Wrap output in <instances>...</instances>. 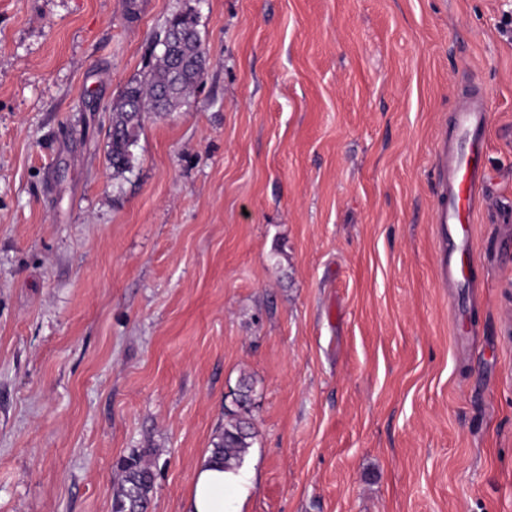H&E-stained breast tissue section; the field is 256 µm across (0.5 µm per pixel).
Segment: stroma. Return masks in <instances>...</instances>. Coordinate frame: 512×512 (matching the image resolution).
Returning <instances> with one entry per match:
<instances>
[{
    "label": "stroma",
    "instance_id": "stroma-1",
    "mask_svg": "<svg viewBox=\"0 0 512 512\" xmlns=\"http://www.w3.org/2000/svg\"><path fill=\"white\" fill-rule=\"evenodd\" d=\"M207 63L112 104L177 13ZM512 0H0V512H113L156 451L184 512L241 378L227 512H512ZM479 95L460 256L436 147ZM462 263L454 284L444 259ZM170 21L182 34L179 40L178 30L167 27L168 48L175 51L178 45L176 55L156 52L157 32L151 43L155 63L142 80L128 84L112 106L110 160L117 171H129L132 167L131 149L138 140L142 115L145 112H171L201 83L205 51L196 31L195 18L188 13H178L167 24ZM155 468L151 450H133L119 461L113 512H148L155 484Z\"/></svg>",
    "mask_w": 512,
    "mask_h": 512
}]
</instances>
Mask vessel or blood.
I'll return each instance as SVG.
<instances>
[{"label": "vessel or blood", "mask_w": 512, "mask_h": 512, "mask_svg": "<svg viewBox=\"0 0 512 512\" xmlns=\"http://www.w3.org/2000/svg\"><path fill=\"white\" fill-rule=\"evenodd\" d=\"M488 122L481 102L460 108L457 128L468 142L466 149L449 153L440 147L437 156L436 222L441 234H454L456 226L470 223L477 199L483 191V144L478 136Z\"/></svg>", "instance_id": "obj_1"}]
</instances>
